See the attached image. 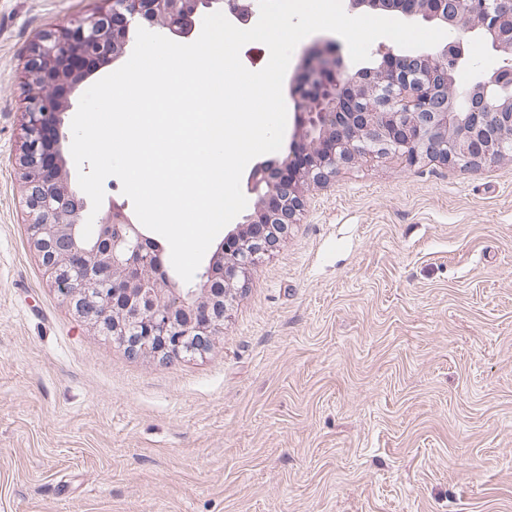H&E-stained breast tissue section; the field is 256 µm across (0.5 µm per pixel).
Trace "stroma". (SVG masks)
I'll use <instances>...</instances> for the list:
<instances>
[{"instance_id":"obj_1","label":"stroma","mask_w":512,"mask_h":512,"mask_svg":"<svg viewBox=\"0 0 512 512\" xmlns=\"http://www.w3.org/2000/svg\"><path fill=\"white\" fill-rule=\"evenodd\" d=\"M0 0V512H512V156L309 191L202 355L129 356L26 234L31 45Z\"/></svg>"}]
</instances>
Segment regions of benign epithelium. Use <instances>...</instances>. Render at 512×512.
<instances>
[{
    "mask_svg": "<svg viewBox=\"0 0 512 512\" xmlns=\"http://www.w3.org/2000/svg\"><path fill=\"white\" fill-rule=\"evenodd\" d=\"M107 7L34 43L26 68L25 141L29 241L58 297L133 356L164 360L205 352L224 331L231 287L276 249L303 210L305 191L345 165L388 155L478 166L512 150V0H408L405 16L481 34L499 65L461 83L464 42L416 53L389 49L351 69L327 44L309 51L289 153L261 162L248 184L254 211L224 235L193 288L163 270L162 246L113 205L84 239L86 200L71 185L63 115L92 61L114 57L136 27L191 31L203 8L238 0H103Z\"/></svg>",
    "mask_w": 512,
    "mask_h": 512,
    "instance_id": "1",
    "label": "benign epithelium"
}]
</instances>
